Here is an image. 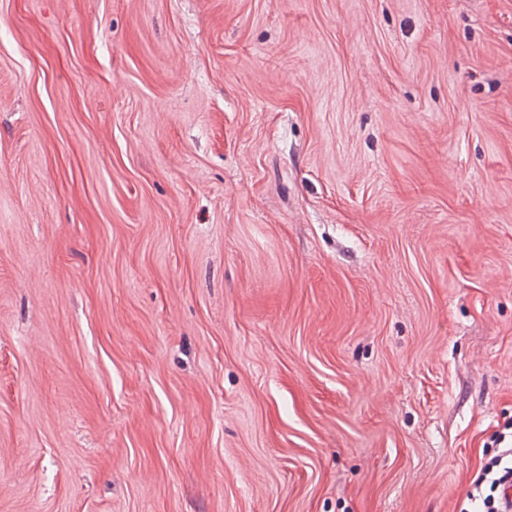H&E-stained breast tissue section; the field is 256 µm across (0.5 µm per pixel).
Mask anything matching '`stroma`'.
<instances>
[{
    "label": "stroma",
    "instance_id": "stroma-1",
    "mask_svg": "<svg viewBox=\"0 0 512 512\" xmlns=\"http://www.w3.org/2000/svg\"><path fill=\"white\" fill-rule=\"evenodd\" d=\"M512 423V0H0V512H460Z\"/></svg>",
    "mask_w": 512,
    "mask_h": 512
}]
</instances>
